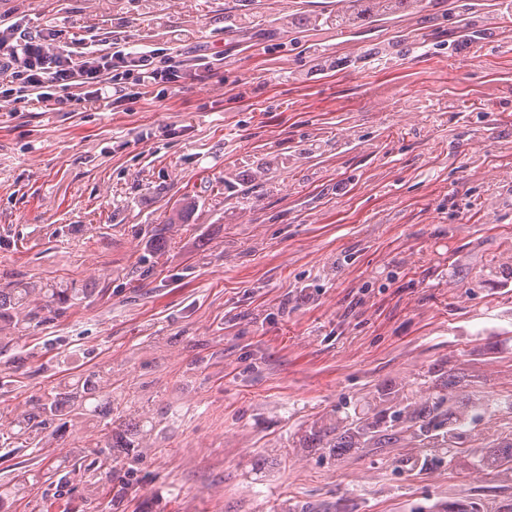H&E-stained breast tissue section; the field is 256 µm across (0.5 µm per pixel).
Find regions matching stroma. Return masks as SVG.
<instances>
[{
    "label": "stroma",
    "instance_id": "35a3bbf8",
    "mask_svg": "<svg viewBox=\"0 0 512 512\" xmlns=\"http://www.w3.org/2000/svg\"><path fill=\"white\" fill-rule=\"evenodd\" d=\"M338 2L0 0L61 50L118 36L188 62L178 88L108 107L0 96V288L88 292L0 350V416L106 367L157 425L141 470L112 458L93 499L51 473L101 428L0 438V482L30 476L0 512L512 499V38L449 41L454 0L340 33ZM415 28L412 55L365 57ZM430 394L476 428L412 469L427 450L391 417ZM490 395L505 404L479 417ZM348 416L379 426L338 452Z\"/></svg>",
    "mask_w": 512,
    "mask_h": 512
}]
</instances>
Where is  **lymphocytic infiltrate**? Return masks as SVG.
Returning a JSON list of instances; mask_svg holds the SVG:
<instances>
[{"instance_id": "1", "label": "lymphocytic infiltrate", "mask_w": 512, "mask_h": 512, "mask_svg": "<svg viewBox=\"0 0 512 512\" xmlns=\"http://www.w3.org/2000/svg\"><path fill=\"white\" fill-rule=\"evenodd\" d=\"M113 46L106 56L60 53L46 39L23 38L15 25L0 28V89L17 87L20 101L50 107L71 101L77 88L83 89L84 101H103L108 87L130 72L143 86L178 83L182 63L176 58L153 50L129 52L118 40Z\"/></svg>"}]
</instances>
